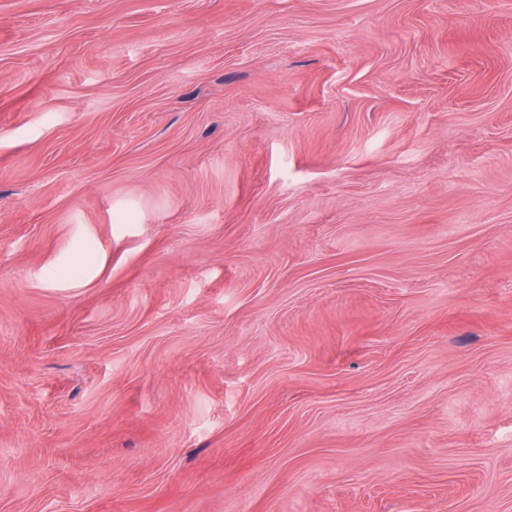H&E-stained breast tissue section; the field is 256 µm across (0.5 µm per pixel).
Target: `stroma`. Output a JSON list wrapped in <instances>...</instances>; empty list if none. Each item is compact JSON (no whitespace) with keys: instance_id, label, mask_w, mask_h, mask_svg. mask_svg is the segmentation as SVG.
Segmentation results:
<instances>
[{"instance_id":"stroma-1","label":"stroma","mask_w":512,"mask_h":512,"mask_svg":"<svg viewBox=\"0 0 512 512\" xmlns=\"http://www.w3.org/2000/svg\"><path fill=\"white\" fill-rule=\"evenodd\" d=\"M0 512H512V0H0Z\"/></svg>"}]
</instances>
